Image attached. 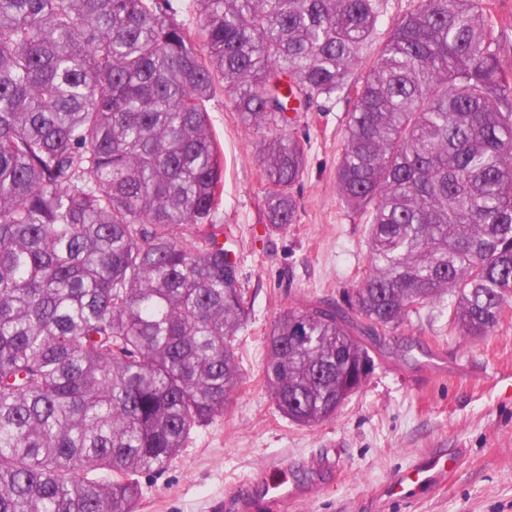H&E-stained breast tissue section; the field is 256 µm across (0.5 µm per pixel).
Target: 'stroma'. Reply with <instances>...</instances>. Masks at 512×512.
I'll list each match as a JSON object with an SVG mask.
<instances>
[{
  "mask_svg": "<svg viewBox=\"0 0 512 512\" xmlns=\"http://www.w3.org/2000/svg\"><path fill=\"white\" fill-rule=\"evenodd\" d=\"M418 0H383L375 44L348 74L362 83L377 47ZM353 96L319 100L291 113L290 133L305 144L294 187L295 224L272 228L259 151L271 133L243 124L224 86L208 103L224 166L211 223L238 257L249 306L240 332L244 382L223 415L196 428L164 470L137 474L136 512H230L227 494L272 463L287 464L302 494L278 512H512V309L484 336L449 331L447 307L411 314L391 335L361 390L336 415L311 427L283 417L263 382L265 338L278 316L325 297L344 301L369 266L363 218L338 195L336 165ZM412 344L409 356L399 346ZM437 448L465 454L446 483L406 498L382 486Z\"/></svg>",
  "mask_w": 512,
  "mask_h": 512,
  "instance_id": "stroma-1",
  "label": "stroma"
}]
</instances>
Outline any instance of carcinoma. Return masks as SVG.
Listing matches in <instances>:
<instances>
[{"label": "carcinoma", "mask_w": 512, "mask_h": 512, "mask_svg": "<svg viewBox=\"0 0 512 512\" xmlns=\"http://www.w3.org/2000/svg\"><path fill=\"white\" fill-rule=\"evenodd\" d=\"M194 37L158 0H0V512H134L243 383L237 262L208 223L222 77L269 223H295L288 125L348 88L381 0H199ZM484 0H418L356 88L336 184L368 216L346 305L279 315L266 387L297 425L332 418L386 332L448 304L463 336L512 306V79ZM192 230L191 237L182 230Z\"/></svg>", "instance_id": "1"}]
</instances>
